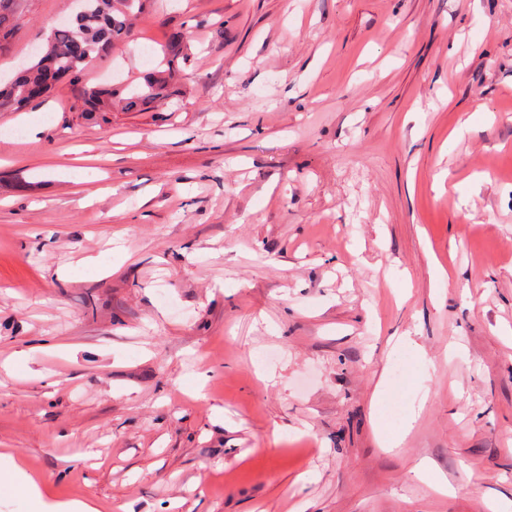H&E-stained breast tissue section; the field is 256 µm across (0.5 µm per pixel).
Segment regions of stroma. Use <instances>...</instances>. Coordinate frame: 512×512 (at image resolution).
Masks as SVG:
<instances>
[{
	"label": "stroma",
	"mask_w": 512,
	"mask_h": 512,
	"mask_svg": "<svg viewBox=\"0 0 512 512\" xmlns=\"http://www.w3.org/2000/svg\"><path fill=\"white\" fill-rule=\"evenodd\" d=\"M76 11L19 0L0 82ZM179 29L172 102L75 111L142 86ZM0 128V449L48 499L512 502V0H148L121 50ZM418 404L381 448L373 419ZM422 405L413 407L407 416L401 421L399 429L391 434H385L380 443L383 448H387L392 451L396 448H400L410 430L413 428V423L416 421L418 413L422 410Z\"/></svg>",
	"instance_id": "stroma-1"
}]
</instances>
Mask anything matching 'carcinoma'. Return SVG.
I'll use <instances>...</instances> for the list:
<instances>
[{"instance_id": "1", "label": "carcinoma", "mask_w": 512, "mask_h": 512, "mask_svg": "<svg viewBox=\"0 0 512 512\" xmlns=\"http://www.w3.org/2000/svg\"><path fill=\"white\" fill-rule=\"evenodd\" d=\"M147 0H85L84 8L70 23L54 27L47 50L37 63L23 70L10 84L0 86V106L17 108L31 101L30 91L45 82L47 74L54 80L75 78L93 58L108 53L130 35L134 9H143ZM188 37L182 31L170 34L162 48L157 69L145 77L144 86L122 95L113 85H94L84 89L76 106L78 112H106L112 102L127 112H142L153 104L174 95L170 83L179 63L187 62Z\"/></svg>"}]
</instances>
